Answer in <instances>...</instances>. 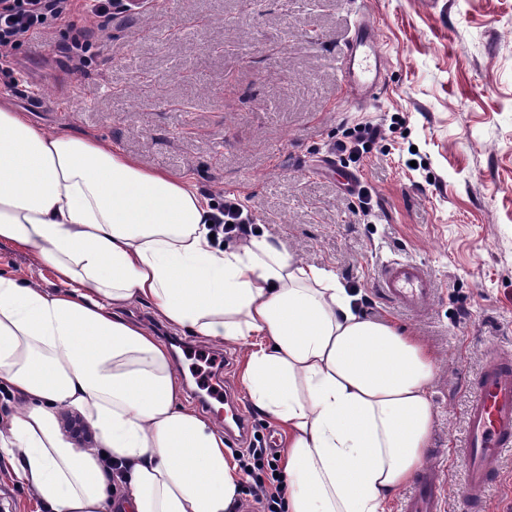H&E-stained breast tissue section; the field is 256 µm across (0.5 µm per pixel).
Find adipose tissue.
Returning <instances> with one entry per match:
<instances>
[{
  "mask_svg": "<svg viewBox=\"0 0 512 512\" xmlns=\"http://www.w3.org/2000/svg\"><path fill=\"white\" fill-rule=\"evenodd\" d=\"M189 181L0 103V243L49 289L0 272V387L20 409L0 458L49 512H230L242 474L224 434L182 401L169 350L124 317L147 302L173 328L246 347L241 382L288 433L286 512H386L423 465L435 360L369 319L328 268L268 237L219 245ZM98 445L78 450L57 413ZM122 466L112 484L105 460ZM0 272L12 274L44 288L58 286L51 272L37 265L31 254H23L3 243H0Z\"/></svg>",
  "mask_w": 512,
  "mask_h": 512,
  "instance_id": "adipose-tissue-1",
  "label": "adipose tissue"
}]
</instances>
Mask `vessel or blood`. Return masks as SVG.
<instances>
[{"instance_id":"1","label":"vessel or blood","mask_w":512,"mask_h":512,"mask_svg":"<svg viewBox=\"0 0 512 512\" xmlns=\"http://www.w3.org/2000/svg\"><path fill=\"white\" fill-rule=\"evenodd\" d=\"M343 80L354 101L370 99L382 81V53L373 24L360 22L346 46ZM377 290L388 302L421 311L434 295L433 283L413 260L392 258L384 262ZM467 435L462 451V497L470 512L493 480L498 462L512 452V356L489 351L481 374L472 385L467 413ZM446 484L434 471H423L400 504L401 512H442Z\"/></svg>"}]
</instances>
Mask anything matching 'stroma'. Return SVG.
Returning a JSON list of instances; mask_svg holds the SVG:
<instances>
[{
  "label": "stroma",
  "instance_id": "35a3bbf8",
  "mask_svg": "<svg viewBox=\"0 0 512 512\" xmlns=\"http://www.w3.org/2000/svg\"><path fill=\"white\" fill-rule=\"evenodd\" d=\"M375 26L382 83L351 106L341 59L356 21ZM81 59L58 21L18 42L0 102L34 125L99 139L191 179L205 199L244 197L261 233L327 267L365 314L432 352L435 425L426 466L446 482L445 512H466L460 444L485 354L512 353V0H152L114 12ZM382 137L358 162L334 152L352 131ZM371 194L361 209L347 175ZM409 258L436 288L426 312L382 299L381 264ZM0 272L55 287L31 255L0 243ZM127 318L169 347L185 392L223 373L253 430L284 441L240 381L245 349L171 334L146 303Z\"/></svg>",
  "mask_w": 512,
  "mask_h": 512
}]
</instances>
